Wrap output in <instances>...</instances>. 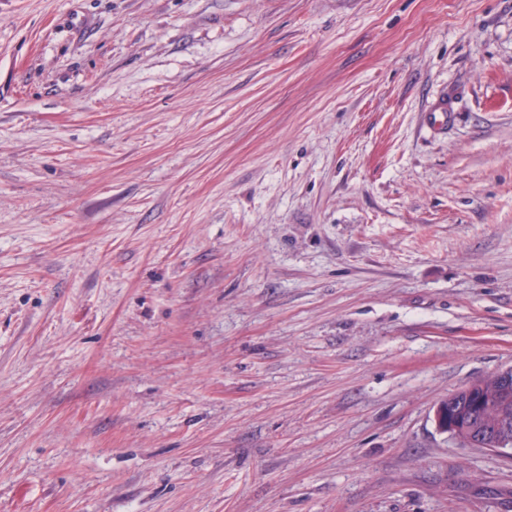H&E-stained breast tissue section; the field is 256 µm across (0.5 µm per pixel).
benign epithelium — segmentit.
<instances>
[{
  "mask_svg": "<svg viewBox=\"0 0 512 512\" xmlns=\"http://www.w3.org/2000/svg\"><path fill=\"white\" fill-rule=\"evenodd\" d=\"M464 406L470 412V419L466 421L464 413L458 409H450L447 423L441 426V430L460 447L479 448L512 456V432L509 431V424H481L479 416L484 406L481 396L469 394Z\"/></svg>",
  "mask_w": 512,
  "mask_h": 512,
  "instance_id": "benign-epithelium-1",
  "label": "benign epithelium"
}]
</instances>
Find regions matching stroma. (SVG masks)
I'll list each match as a JSON object with an SVG mask.
<instances>
[{
    "label": "stroma",
    "instance_id": "stroma-1",
    "mask_svg": "<svg viewBox=\"0 0 512 512\" xmlns=\"http://www.w3.org/2000/svg\"><path fill=\"white\" fill-rule=\"evenodd\" d=\"M509 366L512 0H0V512H512ZM465 389V388H464ZM462 389V390H464ZM459 390L448 396V399L455 397ZM448 399L441 401L443 411L448 420L447 424L441 425L442 414L438 416L436 412V424L441 430L458 445L468 448H479L512 456L511 439L509 424L512 431V390L508 392L506 397L501 400L500 405L491 406L486 414L487 422H497L502 418H507L508 422L498 424L497 426H486L479 422L481 409L484 406L482 396H475V393L468 394L464 403L466 410L470 412V419L463 421L465 414L460 410H451L448 407ZM474 419L476 423H473Z\"/></svg>",
    "mask_w": 512,
    "mask_h": 512
}]
</instances>
